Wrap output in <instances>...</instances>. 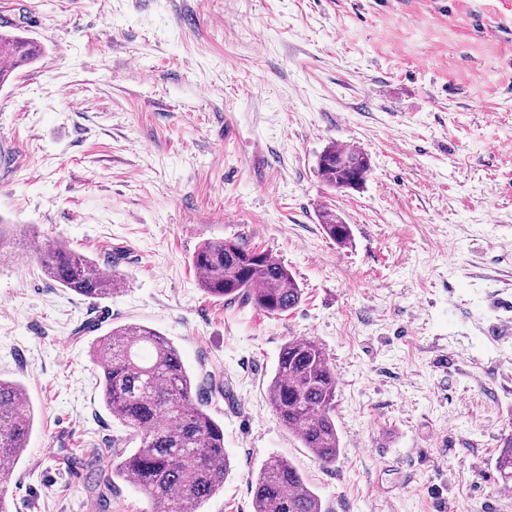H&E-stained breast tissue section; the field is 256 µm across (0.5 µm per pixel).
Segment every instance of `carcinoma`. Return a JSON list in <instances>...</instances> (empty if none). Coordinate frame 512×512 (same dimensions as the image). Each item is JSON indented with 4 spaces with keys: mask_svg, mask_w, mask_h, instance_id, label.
Here are the masks:
<instances>
[{
    "mask_svg": "<svg viewBox=\"0 0 512 512\" xmlns=\"http://www.w3.org/2000/svg\"><path fill=\"white\" fill-rule=\"evenodd\" d=\"M33 43L0 32V58L25 64ZM318 171L332 189H357L371 171L360 149L327 146ZM322 231L345 244L351 228L332 208L319 210ZM251 249L233 240L202 244L192 257L203 291L214 298L244 301L274 315L299 305L294 277L267 253L247 259ZM45 275L78 296L95 301L115 293L124 278L88 257L52 242L37 251ZM102 368V396L112 416L138 446L113 465L112 477L131 479L149 503V512H203L224 485L229 458L224 429L206 409L178 350L159 331L142 324L116 326L93 351ZM336 376L317 344L292 339L280 350L268 385V400L281 424L324 466L336 463L341 441L334 420ZM34 411L24 387L0 379V502L8 497L15 468L27 450ZM497 467L512 480V435L503 438ZM253 512H323L319 496L289 462L273 457L252 482Z\"/></svg>",
    "mask_w": 512,
    "mask_h": 512,
    "instance_id": "1",
    "label": "carcinoma"
}]
</instances>
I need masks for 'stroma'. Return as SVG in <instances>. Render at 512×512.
<instances>
[{
    "instance_id": "stroma-1",
    "label": "stroma",
    "mask_w": 512,
    "mask_h": 512,
    "mask_svg": "<svg viewBox=\"0 0 512 512\" xmlns=\"http://www.w3.org/2000/svg\"><path fill=\"white\" fill-rule=\"evenodd\" d=\"M0 26L42 47L0 87V377L35 414L10 512H147L103 478L131 447L93 347L129 323L220 386L230 472L203 512H252L272 456L324 512H512L495 467L512 433V0H0ZM332 143L368 153L361 189L321 179ZM233 238L288 269L295 309L202 290L194 252ZM36 240L122 290L60 287ZM294 338L336 373L331 467L267 400ZM319 223L322 231L337 244H346L351 238L349 224H344L331 207L324 206L319 210Z\"/></svg>"
}]
</instances>
